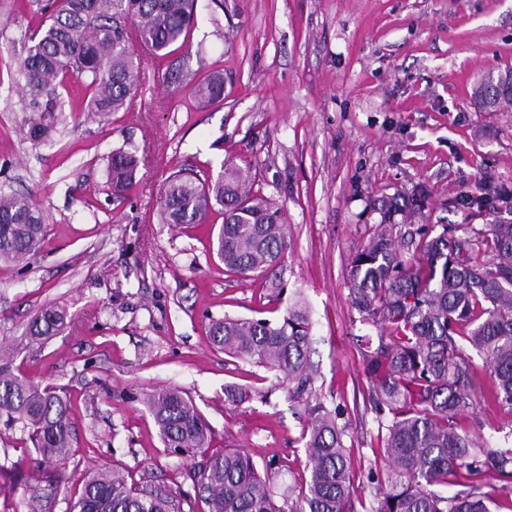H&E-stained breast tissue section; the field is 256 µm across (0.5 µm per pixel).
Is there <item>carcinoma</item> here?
I'll return each instance as SVG.
<instances>
[{
    "instance_id": "cac0c4a2",
    "label": "carcinoma",
    "mask_w": 512,
    "mask_h": 512,
    "mask_svg": "<svg viewBox=\"0 0 512 512\" xmlns=\"http://www.w3.org/2000/svg\"><path fill=\"white\" fill-rule=\"evenodd\" d=\"M197 0H51L48 23L28 38L20 65L28 116L27 139L47 142L62 121L59 89L76 77L90 91L87 111L97 117L129 110L141 60L127 51L137 42L150 54L185 43ZM203 106L224 99V80L197 84ZM473 97L486 112L512 111V68L489 71ZM141 160L134 152L112 153L108 176L119 194L137 183ZM256 175L229 165L217 178L198 183L179 170L169 176L159 209L162 224H203L220 208L224 224L217 255L230 271L247 274L276 263L288 249L282 209L252 194ZM423 188L381 200L380 223L350 262L349 298L359 319L379 328L356 342L369 382V397L385 425L386 480L377 484L371 512H491L471 486L451 496L433 486L465 471L512 476V450L492 448L459 431L458 421L474 405L473 355L492 378V398L512 411V220L494 219L483 229L463 230L408 223L420 214ZM508 194L485 185L454 204L495 213ZM45 218L25 192H0V260L25 262L45 241ZM488 253L486 260L481 254ZM67 314L46 307L27 324L24 337L43 344L66 324ZM212 343L224 354L277 372L288 393L308 392L315 369L311 323L305 302L295 299L282 318L271 321L224 317L212 321ZM165 447L190 453L185 477L193 494L179 498L160 487L128 484L117 471L89 473L68 512H184L202 502L207 512H359L363 507L350 479L346 427L320 400L306 402V469L309 480L276 497L270 479L238 448L209 451L208 426L192 400L161 388L146 399ZM71 403L54 386L29 380L0 345V418L22 424L44 460L67 463Z\"/></svg>"
}]
</instances>
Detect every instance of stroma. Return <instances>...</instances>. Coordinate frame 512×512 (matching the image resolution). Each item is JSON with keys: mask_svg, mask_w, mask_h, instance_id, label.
<instances>
[{"mask_svg": "<svg viewBox=\"0 0 512 512\" xmlns=\"http://www.w3.org/2000/svg\"><path fill=\"white\" fill-rule=\"evenodd\" d=\"M46 0H0V189L30 193L46 242L26 263L0 262V343H19L42 308L67 329L17 357L32 381L64 388L73 442L66 466L41 462L26 432H0V512H67L90 469L123 468L136 486L179 493L189 455L165 448L148 393L195 402L210 449L240 448L275 491L308 479L304 403L276 373L214 348L211 320H276L301 295L311 308L315 392L348 426L354 490L385 474L358 335H376L349 301V265L380 215L374 199L426 186L424 221L483 228L491 215L452 206L483 179L512 191V112H485L472 86L512 67V0H198L183 46L142 58L135 107L89 115L85 86L60 90L66 119L51 143L23 133L18 67ZM224 99L197 111L192 89L212 73ZM145 158L141 182L114 194L113 150ZM233 163L283 207L288 249L264 271L233 273L210 247L224 222L156 221L166 178ZM481 395L461 425L512 448V412ZM236 386L247 399L230 402Z\"/></svg>", "mask_w": 512, "mask_h": 512, "instance_id": "35a3bbf8", "label": "stroma"}]
</instances>
